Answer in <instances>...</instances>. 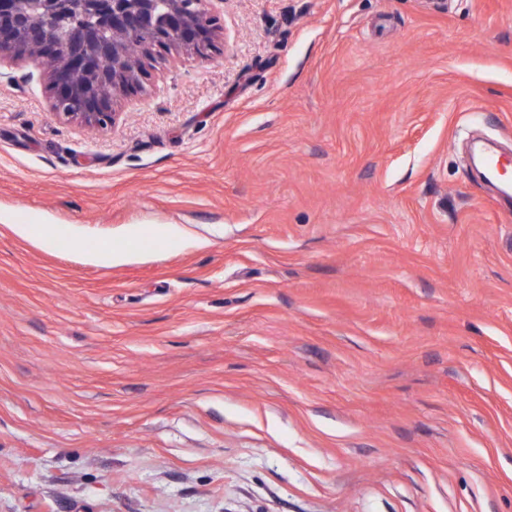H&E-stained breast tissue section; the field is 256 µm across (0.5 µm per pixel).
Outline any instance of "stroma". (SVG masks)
<instances>
[{"label": "stroma", "instance_id": "obj_1", "mask_svg": "<svg viewBox=\"0 0 512 512\" xmlns=\"http://www.w3.org/2000/svg\"><path fill=\"white\" fill-rule=\"evenodd\" d=\"M213 12L112 131L0 65V512H512V0Z\"/></svg>", "mask_w": 512, "mask_h": 512}]
</instances>
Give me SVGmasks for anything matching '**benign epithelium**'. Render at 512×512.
Instances as JSON below:
<instances>
[{
  "instance_id": "7a95c632",
  "label": "benign epithelium",
  "mask_w": 512,
  "mask_h": 512,
  "mask_svg": "<svg viewBox=\"0 0 512 512\" xmlns=\"http://www.w3.org/2000/svg\"><path fill=\"white\" fill-rule=\"evenodd\" d=\"M214 0H0V59L32 63L51 107L87 131L124 120L118 102L144 89L147 64L166 52L216 50Z\"/></svg>"
}]
</instances>
